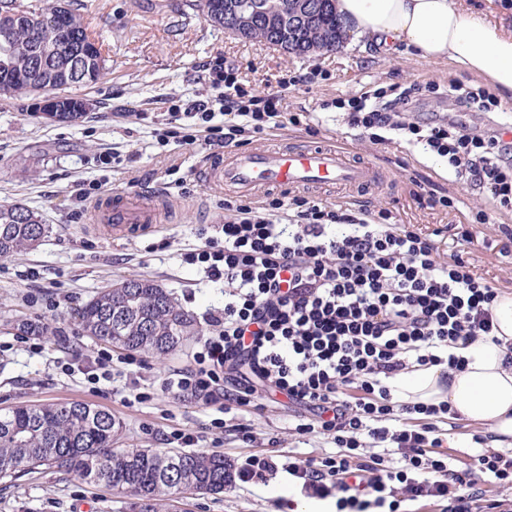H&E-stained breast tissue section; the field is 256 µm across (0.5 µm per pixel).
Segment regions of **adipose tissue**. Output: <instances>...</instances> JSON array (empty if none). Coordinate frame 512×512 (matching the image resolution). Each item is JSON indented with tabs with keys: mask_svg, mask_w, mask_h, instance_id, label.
<instances>
[{
	"mask_svg": "<svg viewBox=\"0 0 512 512\" xmlns=\"http://www.w3.org/2000/svg\"><path fill=\"white\" fill-rule=\"evenodd\" d=\"M348 30L376 46L412 50L428 61H445L482 80L512 102V31L462 0H335ZM496 341L460 350V367H410L391 384L405 402H447L457 416L490 430L496 447H512V291L493 305Z\"/></svg>",
	"mask_w": 512,
	"mask_h": 512,
	"instance_id": "ef3b65f1",
	"label": "adipose tissue"
}]
</instances>
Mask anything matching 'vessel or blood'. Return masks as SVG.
I'll return each instance as SVG.
<instances>
[{"instance_id":"obj_1","label":"vessel or blood","mask_w":512,"mask_h":512,"mask_svg":"<svg viewBox=\"0 0 512 512\" xmlns=\"http://www.w3.org/2000/svg\"><path fill=\"white\" fill-rule=\"evenodd\" d=\"M201 177L250 198L272 189L379 188L388 180L380 165L353 162L333 145L228 149L206 164ZM94 212L111 216L107 230L115 238L151 231L156 221L151 195L140 192L111 191L107 199L96 202Z\"/></svg>"}]
</instances>
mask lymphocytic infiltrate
I'll return each instance as SVG.
<instances>
[{
	"mask_svg": "<svg viewBox=\"0 0 512 512\" xmlns=\"http://www.w3.org/2000/svg\"><path fill=\"white\" fill-rule=\"evenodd\" d=\"M211 77L215 99L187 102L159 139L237 147L270 125L300 124L284 109L288 84L255 95L221 59ZM433 90L416 82L376 90L348 100L345 120L375 145L422 144L482 189L494 210L511 213L512 140L500 127L482 132L466 121L491 111L495 97L455 82L444 116L414 117ZM218 114L223 124H214ZM184 116L205 122L204 138L185 131ZM224 209L223 223L184 256L223 284L224 310L209 316L212 332L193 365L174 371L165 390L211 398L233 415L286 396L301 411L299 435H327L337 446L336 454L297 458L286 470L307 494L337 492V512H400L403 502L426 497L442 512H512L511 498L488 499L480 488L488 476L511 490L512 456L488 450L466 469L449 468L431 454L447 403L399 404L386 384L411 362L459 367L456 349L493 339L495 287L461 258L440 261L428 235L392 223L383 209H336L287 193L259 211L229 199ZM351 386L360 397L347 396ZM406 414L425 422L410 428ZM391 445L401 467L380 454Z\"/></svg>",
	"mask_w": 512,
	"mask_h": 512,
	"instance_id": "obj_1",
	"label": "lymphocytic infiltrate"
}]
</instances>
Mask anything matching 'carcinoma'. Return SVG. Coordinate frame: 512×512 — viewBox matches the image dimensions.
Instances as JSON below:
<instances>
[{
    "mask_svg": "<svg viewBox=\"0 0 512 512\" xmlns=\"http://www.w3.org/2000/svg\"><path fill=\"white\" fill-rule=\"evenodd\" d=\"M243 0H197L193 7L215 27ZM306 24L267 25L260 16L249 40L269 46L281 41L293 55L336 51L346 39L334 0H312ZM33 10L21 0H0V21L9 36L0 40V94L63 96L75 109L80 99L61 91L89 85L103 74L104 58L89 24L69 7L59 10L61 24L29 25ZM50 233L37 211L0 205V257L21 253ZM93 339L130 353L165 356L191 336L201 334L189 314L159 284L128 279L99 293L77 314ZM121 423L111 413L81 401L21 405L0 412V479L13 481L40 466L71 472L104 484L115 494L137 497L139 512H155L158 502L207 488L224 492V458L200 452L171 453L153 448H117Z\"/></svg>",
    "mask_w": 512,
    "mask_h": 512,
    "instance_id": "carcinoma-1",
    "label": "carcinoma"
}]
</instances>
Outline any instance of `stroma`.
<instances>
[{"label": "stroma", "instance_id": "1", "mask_svg": "<svg viewBox=\"0 0 512 512\" xmlns=\"http://www.w3.org/2000/svg\"><path fill=\"white\" fill-rule=\"evenodd\" d=\"M84 16L102 49L106 73L90 86L68 93L90 100L92 108L69 123L38 118L25 96L0 95V203L40 212L52 227L34 249L0 259V410L21 404L83 401L106 409L120 421L122 448L180 450L178 431L199 438L198 451L232 460L267 452L276 439L277 454L318 456L335 452L325 435H298L296 420L284 396L263 410L241 415L250 442L219 429L221 414L203 396H177L162 391L163 380L192 363L199 337L184 341L164 360L112 349V378L99 384L83 373L102 343L85 336L78 310L101 289L131 278H146L165 288L174 301L204 325L208 314L224 308V290L207 282L202 269L182 255L202 246L200 228L224 221L226 191L205 185L198 171L211 149L160 143L152 135L178 105L206 100L214 90L209 64L224 58L239 69L258 92L276 88L285 75L318 70L314 82L289 90V111L303 114L300 126L272 130L263 145L296 141L317 129V141L346 142L356 157L376 159L390 173L382 188L361 192L330 188L309 192L311 200L332 207L390 211L395 223L412 225L432 235L442 260L461 257L498 290L512 291V243L498 227L512 225V213L491 212L485 195L457 181L445 162L405 144L374 145L357 140L343 121L335 101L393 83L449 81L474 84L466 72L445 62H431L402 50L363 49L348 38L341 50L306 56H283L253 40L225 34L189 9L186 0H83ZM95 183L99 194L114 189L138 192L157 189L159 227L142 235L113 240L100 232L92 203L77 205L75 184ZM448 196L444 209L420 204L413 184ZM489 221H475L478 211ZM38 272L28 280V272ZM28 319L65 328L68 343L23 342L15 324ZM67 363L76 372H64ZM442 433L435 451L450 468L465 469L482 450L475 436L486 435L479 424L461 418L439 419ZM306 496L288 473L266 481L237 483L221 494H192L179 506L163 504L159 512H296ZM133 496L116 495L102 484H90L56 468L40 470L14 482L0 481V512H135Z\"/></svg>", "mask_w": 512, "mask_h": 512}]
</instances>
